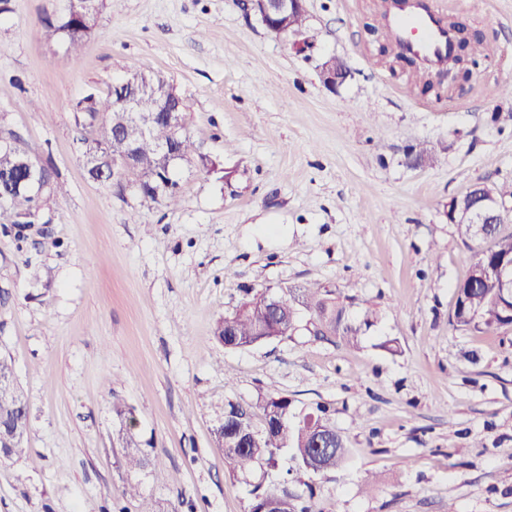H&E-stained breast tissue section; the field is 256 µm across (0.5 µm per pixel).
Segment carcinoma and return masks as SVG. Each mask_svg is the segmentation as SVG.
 Segmentation results:
<instances>
[{"instance_id": "obj_1", "label": "carcinoma", "mask_w": 512, "mask_h": 512, "mask_svg": "<svg viewBox=\"0 0 512 512\" xmlns=\"http://www.w3.org/2000/svg\"><path fill=\"white\" fill-rule=\"evenodd\" d=\"M86 6L74 13L63 8L60 14L46 16L42 21L47 41L58 42L66 48L73 60H78L85 39L100 34L99 19L105 6L104 0H85ZM138 75L148 84L166 81L163 75L142 68L127 70V75L110 86L103 95L89 93L76 100L71 110L74 124L81 132L79 149L81 154L89 150L107 151L127 146L132 153L133 165L128 180L135 184L141 204H165L176 206L181 202L179 183L175 179L177 164L196 162L207 168L213 162L197 152L187 129L174 134L168 121V112L186 106L165 100L152 91L145 92L135 100L138 112H150L155 121L150 130H144L137 122L128 120L121 124L98 122L96 115L108 117L122 112L120 88L128 75ZM163 144L173 148L177 162L159 152ZM26 153L10 155L0 149V211L9 213V223L32 224L41 215L45 199L64 192L56 172L48 167L43 176L45 186L41 198L23 190V180L28 170L20 164ZM508 212L502 213L501 223L491 224L488 235H478L475 225L457 224L456 233L461 241L476 245L467 278L455 286L456 302L449 324L456 330L479 333L512 332L511 303L501 295L497 280L487 270L501 262L512 261V226L507 224ZM308 317L309 332L317 339L334 337L356 346L362 336L375 324L374 313L367 309L362 321L350 319L347 307L335 290L319 284L303 288H281L274 292L269 288L249 290L246 297L229 314V318L218 321L214 328L217 341L234 349L247 348L277 338L288 336L298 329L303 317ZM261 414L268 426L259 429L254 425V416ZM326 408L320 404L312 409L296 411L293 401L286 395L261 394L256 403L243 407L232 401L224 409V434L216 436L217 445L224 448V470L246 477L256 467L275 469L282 452L291 453L301 475L324 474L342 467L348 460L349 450L343 438L335 435L332 447L326 453L322 466L311 463L315 437L319 429L328 426ZM9 417L22 435L30 430L29 410L16 408L14 399L0 393V419ZM149 452L141 447L134 432L126 433L123 443V459L130 472L141 471ZM305 486L310 495L280 494L276 490L257 482L250 490L249 512H334L316 507L311 502L312 484Z\"/></svg>"}]
</instances>
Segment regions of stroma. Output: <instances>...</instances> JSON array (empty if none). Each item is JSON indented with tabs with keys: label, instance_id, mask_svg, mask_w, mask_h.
<instances>
[{
	"label": "stroma",
	"instance_id": "35a3bbf8",
	"mask_svg": "<svg viewBox=\"0 0 512 512\" xmlns=\"http://www.w3.org/2000/svg\"><path fill=\"white\" fill-rule=\"evenodd\" d=\"M445 18L500 51L461 92L415 97L426 70L376 52L381 0H307L314 48L247 19L237 0H106L78 60L46 43L62 0H10L0 19V137L17 135L64 183L44 223L0 226V355L25 393L24 453L0 461V512H138L139 482L162 512H248L252 482L229 474L213 429L224 405L283 393L325 404L351 452L312 477L336 512H512V346L454 329V286L473 252L448 202L512 181V0H438ZM330 56L350 78L329 90ZM164 75L213 162L177 170L182 201L141 205L90 180L72 102L131 65ZM435 152L413 167L405 152ZM318 282L378 319L359 346L301 329L224 348L216 322L246 290ZM123 398L149 468L121 463Z\"/></svg>",
	"mask_w": 512,
	"mask_h": 512
}]
</instances>
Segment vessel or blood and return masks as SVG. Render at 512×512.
Returning a JSON list of instances; mask_svg holds the SVG:
<instances>
[{
    "label": "vessel or blood",
    "mask_w": 512,
    "mask_h": 512,
    "mask_svg": "<svg viewBox=\"0 0 512 512\" xmlns=\"http://www.w3.org/2000/svg\"><path fill=\"white\" fill-rule=\"evenodd\" d=\"M385 20L387 38L405 53L430 69L447 66L454 34L436 0H389Z\"/></svg>",
    "instance_id": "obj_1"
}]
</instances>
